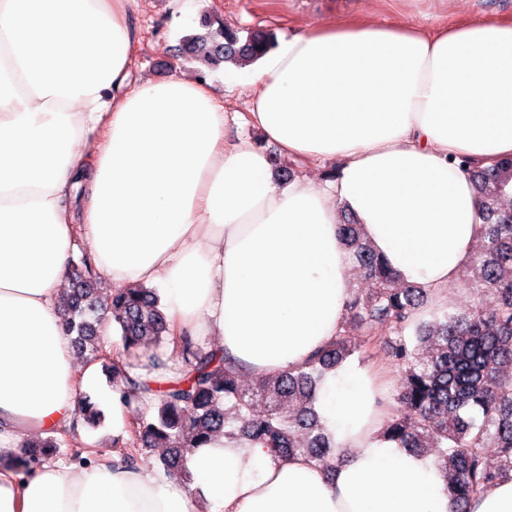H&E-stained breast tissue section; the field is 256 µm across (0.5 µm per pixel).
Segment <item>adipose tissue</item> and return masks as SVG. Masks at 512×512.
Listing matches in <instances>:
<instances>
[{
  "instance_id": "adipose-tissue-1",
  "label": "adipose tissue",
  "mask_w": 512,
  "mask_h": 512,
  "mask_svg": "<svg viewBox=\"0 0 512 512\" xmlns=\"http://www.w3.org/2000/svg\"><path fill=\"white\" fill-rule=\"evenodd\" d=\"M140 0H0V512H454L431 458L378 437L381 372L346 363L315 408L346 452L329 472L226 438L190 479L99 459L6 467L67 427L97 378L59 314L76 237L115 288L160 285L175 333L218 339L253 376L302 366L352 295L337 212L401 281L439 295L470 264L480 202L463 160L512 156V21H350L224 67L278 148L226 141L224 106L181 72L130 84ZM334 178H273L274 158ZM85 207L64 204L75 179Z\"/></svg>"
}]
</instances>
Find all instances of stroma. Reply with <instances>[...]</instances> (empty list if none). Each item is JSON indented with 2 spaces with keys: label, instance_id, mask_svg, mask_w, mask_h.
<instances>
[{
  "label": "stroma",
  "instance_id": "obj_1",
  "mask_svg": "<svg viewBox=\"0 0 512 512\" xmlns=\"http://www.w3.org/2000/svg\"><path fill=\"white\" fill-rule=\"evenodd\" d=\"M167 0H142L130 22L139 37L136 69L138 74L161 80L175 71L191 75L198 68L185 51L182 39L194 34V24L171 25ZM195 14L211 13L232 29L266 28L285 35L290 30L368 17L376 22L391 18L431 29L440 23L456 24L473 18L512 20V0H194ZM111 420L97 428H78L66 436L57 458L67 465L71 453L95 449L98 455L111 456L114 440L126 437Z\"/></svg>",
  "mask_w": 512,
  "mask_h": 512
}]
</instances>
